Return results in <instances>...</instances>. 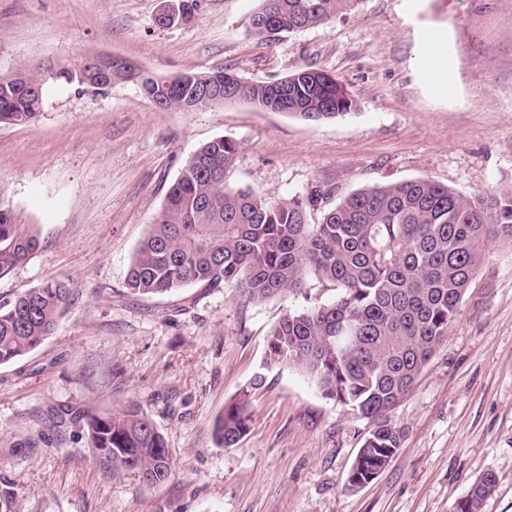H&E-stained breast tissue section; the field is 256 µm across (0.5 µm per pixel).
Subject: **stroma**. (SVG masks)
<instances>
[{
	"mask_svg": "<svg viewBox=\"0 0 512 512\" xmlns=\"http://www.w3.org/2000/svg\"><path fill=\"white\" fill-rule=\"evenodd\" d=\"M162 0H0V76L86 56L127 58L156 77L228 70L272 82L325 70L355 113L308 122L232 103L162 111L131 82H47L31 123L0 125V205L39 248L0 276V303L49 281L71 302L54 335L0 365V512H453L473 482H497L480 512H512V247L477 276L448 340L395 411L403 444L350 491L368 429L297 370L266 362L270 328L326 298L246 302L192 285L141 297L126 275L182 164L224 136L231 188L273 199L429 179L468 197L512 186V0H359L272 41L247 35L259 0H196L162 27ZM446 62L431 76L428 33ZM247 434L217 447L215 419L255 376ZM141 407L172 458L166 483L104 474L82 414ZM38 439L35 448L26 447Z\"/></svg>",
	"mask_w": 512,
	"mask_h": 512,
	"instance_id": "1",
	"label": "stroma"
}]
</instances>
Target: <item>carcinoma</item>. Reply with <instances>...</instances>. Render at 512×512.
I'll list each match as a JSON object with an SVG mask.
<instances>
[{"label": "carcinoma", "instance_id": "1", "mask_svg": "<svg viewBox=\"0 0 512 512\" xmlns=\"http://www.w3.org/2000/svg\"><path fill=\"white\" fill-rule=\"evenodd\" d=\"M359 0H260L243 22L247 33L270 41L322 24ZM81 64L22 67L0 77V123L26 124L42 110L48 78L79 80ZM226 71L188 73L161 80L134 62L112 66V80L136 81L161 110L214 107L200 91L224 83ZM288 99L267 82H250L241 100L262 111L288 110L308 121L335 120L357 101L337 80L306 67L282 78ZM238 144L218 137L185 161L162 208L139 243L126 277L134 294L159 295L193 284L236 289L249 302L299 294L311 285L334 295L286 312L267 335L266 359L303 373L320 396L368 421L346 488L373 481L402 446L397 406L414 390L448 328L460 313L491 251L512 245V187L465 197L430 180L368 186L308 222L310 209L331 190L272 199L250 189H229L224 171ZM39 247L35 231L15 223L0 206V275ZM70 301L62 282L25 291L0 306V365L36 349L57 327ZM257 377L229 401L214 427L221 447L237 445L249 428L250 395ZM100 469L133 472L151 486L164 484L171 457L163 434L137 406L82 416ZM496 478L485 473L454 512H480Z\"/></svg>", "mask_w": 512, "mask_h": 512}]
</instances>
